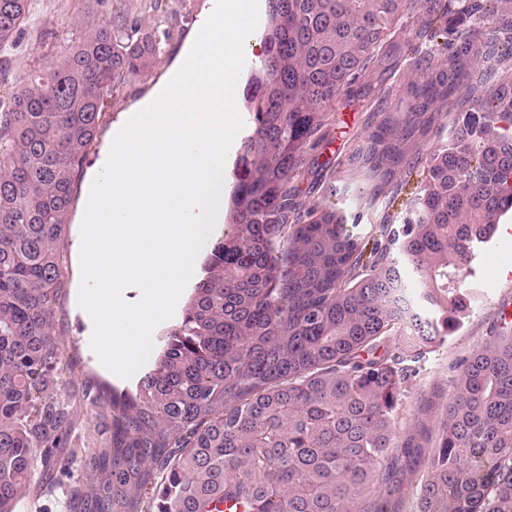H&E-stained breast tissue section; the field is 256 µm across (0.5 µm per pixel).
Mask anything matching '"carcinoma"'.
<instances>
[{"mask_svg": "<svg viewBox=\"0 0 512 512\" xmlns=\"http://www.w3.org/2000/svg\"><path fill=\"white\" fill-rule=\"evenodd\" d=\"M29 0H0V47ZM437 0H268L263 56L244 94L252 125L236 171L231 236L216 242L181 321L133 392L99 393L112 442L74 490L83 512H399L411 449L428 445L412 512H512V322L462 357L435 432L401 435L404 384L468 308L464 283L512 215V0L466 2L464 28ZM441 39V59L388 90L349 156L392 203L423 167L401 230L371 249L305 176L328 143L332 103L380 58ZM509 35L491 40L476 14ZM161 54L153 32L86 25L0 112V512L29 485L36 448H58L68 409L53 314L76 170L116 86ZM482 60L505 76L466 82ZM454 115L444 124V113ZM437 146L421 156L432 139ZM399 242V257L390 243ZM419 287H409V275Z\"/></svg>", "mask_w": 512, "mask_h": 512, "instance_id": "cac0c4a2", "label": "carcinoma"}]
</instances>
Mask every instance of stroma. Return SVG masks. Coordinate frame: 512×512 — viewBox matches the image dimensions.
I'll use <instances>...</instances> for the list:
<instances>
[{
	"instance_id": "obj_1",
	"label": "stroma",
	"mask_w": 512,
	"mask_h": 512,
	"mask_svg": "<svg viewBox=\"0 0 512 512\" xmlns=\"http://www.w3.org/2000/svg\"><path fill=\"white\" fill-rule=\"evenodd\" d=\"M204 8L205 0H31L14 42L7 49H0V109L10 106L33 71L46 68L65 52L70 39L80 34L86 21L103 19L117 25L133 22L139 28L157 31L162 53L154 67L122 85L110 99L89 150L90 155H97L120 112L146 97L182 54ZM418 47V53L402 57L394 69L369 68L355 84L358 96H339L333 106V141L324 155L331 158L335 172L322 180L319 191L340 208L348 232L357 239L369 238L371 225L384 218H397L402 204L408 201L407 195H400L397 205L389 208L384 200H371L365 191V177L351 169L348 157L353 139L364 133L371 105L389 112L406 111V103L386 97L385 92L414 76L417 56L435 51L425 39L419 41ZM86 177L83 169L75 174L61 246V299L54 310L62 351L54 385L58 397L70 403L67 444L51 460H37L32 481L18 496L14 512H75L70 491L91 478L86 461L88 450L103 447L112 439L110 411L96 397L106 385L120 391L133 390L136 385L135 379H120L98 361L89 346L91 321L77 303L79 281L72 244L80 230L79 211ZM475 269V275L467 279L471 302L460 328L443 346L428 354L419 374L407 384L403 426L435 424L442 403L456 383L452 363L482 346L498 320L500 307L512 304V232L498 231L481 252Z\"/></svg>"
}]
</instances>
